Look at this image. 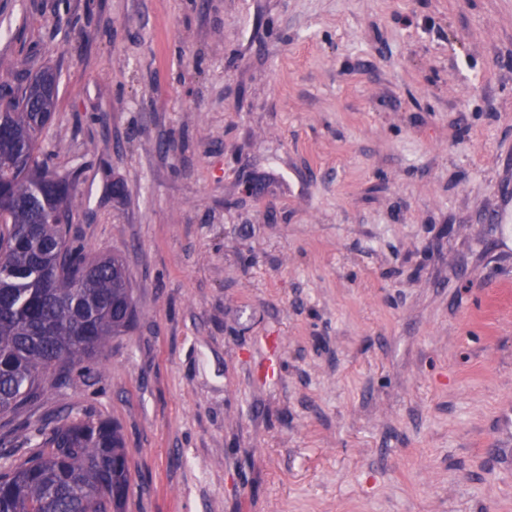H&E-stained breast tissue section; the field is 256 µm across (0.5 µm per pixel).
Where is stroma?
I'll use <instances>...</instances> for the list:
<instances>
[{
    "label": "stroma",
    "mask_w": 512,
    "mask_h": 512,
    "mask_svg": "<svg viewBox=\"0 0 512 512\" xmlns=\"http://www.w3.org/2000/svg\"><path fill=\"white\" fill-rule=\"evenodd\" d=\"M47 67L136 320L22 420L117 422L124 512H512V0H0Z\"/></svg>",
    "instance_id": "1"
}]
</instances>
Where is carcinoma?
<instances>
[{
    "label": "carcinoma",
    "instance_id": "carcinoma-1",
    "mask_svg": "<svg viewBox=\"0 0 512 512\" xmlns=\"http://www.w3.org/2000/svg\"><path fill=\"white\" fill-rule=\"evenodd\" d=\"M14 88L0 78V512H107L131 473L120 427L92 417L51 428L12 416L48 383L90 371L135 318L122 258L89 256L69 237L72 181L50 170L38 133L56 111L59 76Z\"/></svg>",
    "mask_w": 512,
    "mask_h": 512
}]
</instances>
